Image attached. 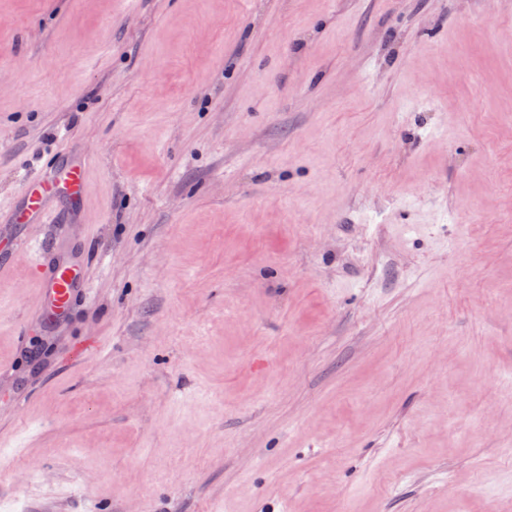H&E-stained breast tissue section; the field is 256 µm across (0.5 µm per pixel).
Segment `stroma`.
I'll return each instance as SVG.
<instances>
[{
    "instance_id": "stroma-1",
    "label": "stroma",
    "mask_w": 512,
    "mask_h": 512,
    "mask_svg": "<svg viewBox=\"0 0 512 512\" xmlns=\"http://www.w3.org/2000/svg\"><path fill=\"white\" fill-rule=\"evenodd\" d=\"M84 155L16 512H512V0H0V208Z\"/></svg>"
}]
</instances>
